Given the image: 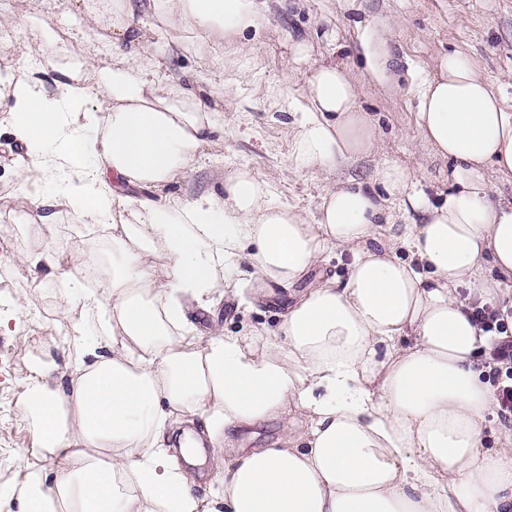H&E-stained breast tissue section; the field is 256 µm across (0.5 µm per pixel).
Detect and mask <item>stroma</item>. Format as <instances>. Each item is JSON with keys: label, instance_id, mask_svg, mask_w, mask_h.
<instances>
[{"label": "stroma", "instance_id": "1", "mask_svg": "<svg viewBox=\"0 0 512 512\" xmlns=\"http://www.w3.org/2000/svg\"><path fill=\"white\" fill-rule=\"evenodd\" d=\"M97 4L86 0L77 9L69 0H0V11L14 22L0 30V50L19 58L25 45L19 25L49 9L55 24L65 25V34L46 41L35 62H72L109 33L111 14H103L95 26L85 22L87 8ZM132 22L146 31L161 74L200 80L208 103L222 110L221 131L211 136L194 170L170 187L183 198L207 192L223 196L225 177L245 168L268 183L276 202L310 219L336 182L370 181L376 166L387 159L412 171L429 196L447 194L452 165L419 141L415 112L418 86L438 59L451 52L469 55L512 106V0H356L352 11L341 0H269L267 19L258 31L220 36L205 45L195 30L158 14L138 13ZM366 25L392 34L389 45L398 75L392 91L378 89L363 72L360 43ZM302 40L312 61L336 63L353 73L357 104L381 130L373 154L329 171L295 166L298 103L309 69L295 63L292 46ZM14 75V70H0V281L11 283L0 289V315L10 318L13 328L12 334H0V503L8 501L33 461L35 430L18 405L34 362L47 354L60 364L74 360L77 349L69 341L73 325L82 324L91 334L97 329L94 315L80 305L61 307L59 275L42 266L15 264L13 257L50 251L71 265L90 258L103 273L112 271V243L103 226L66 208L43 223L41 207L26 196L17 173L29 161L28 150L14 138L8 114ZM228 98L233 101L229 108L224 105ZM21 211L30 214L29 222L16 223ZM240 286L244 301L222 296L200 315L202 333L277 328L286 308L281 295L255 280H242Z\"/></svg>", "mask_w": 512, "mask_h": 512}]
</instances>
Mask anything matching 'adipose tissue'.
Listing matches in <instances>:
<instances>
[{
	"label": "adipose tissue",
	"mask_w": 512,
	"mask_h": 512,
	"mask_svg": "<svg viewBox=\"0 0 512 512\" xmlns=\"http://www.w3.org/2000/svg\"><path fill=\"white\" fill-rule=\"evenodd\" d=\"M265 0H148L205 33L259 29ZM136 0H112L107 43L11 86L14 137L31 158L18 178L46 208L110 224L112 277L94 263L61 271L65 302L96 311L97 337L75 330L72 367L36 362L21 410L35 455L10 512H512V428L483 362L488 335L470 302L512 310V108L471 59H439L417 94L416 134L453 162L431 199L387 160L371 186L336 185L315 221L277 204L249 170L225 197L185 199L189 172L217 126L199 92L156 69L130 23ZM366 75L393 87L386 40L368 35ZM95 70V83L84 71ZM297 129L298 164L329 168L373 152L378 125L356 104L352 74L311 67ZM349 254L345 279L293 287L326 254ZM286 292L277 334L199 335L196 311L242 264ZM280 420L266 448L231 452L236 435ZM217 448L199 496L185 465Z\"/></svg>",
	"instance_id": "obj_1"
}]
</instances>
